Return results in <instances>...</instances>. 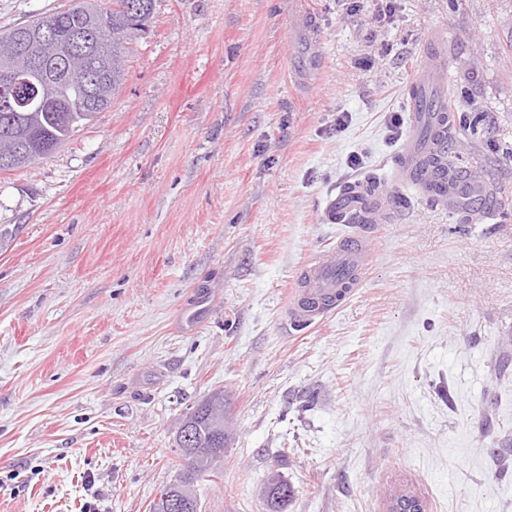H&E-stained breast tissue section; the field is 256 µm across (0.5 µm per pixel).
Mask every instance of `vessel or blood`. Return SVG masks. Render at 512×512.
Wrapping results in <instances>:
<instances>
[{"instance_id": "1", "label": "vessel or blood", "mask_w": 512, "mask_h": 512, "mask_svg": "<svg viewBox=\"0 0 512 512\" xmlns=\"http://www.w3.org/2000/svg\"><path fill=\"white\" fill-rule=\"evenodd\" d=\"M448 83V63L436 55L428 66L411 81L412 92L428 85ZM413 128L394 160L390 180L370 185L359 178L347 182L327 198L322 221L326 224L352 225L351 233L342 236L335 249L316 252L304 266L285 309L289 328L300 330L322 320L350 298L374 247V226L378 220L394 215L400 186L412 187L426 201L448 209H457L479 191L482 174L472 168L466 178L449 179L444 159L448 154V115L444 112H415ZM428 123L438 136L423 142L419 125Z\"/></svg>"}]
</instances>
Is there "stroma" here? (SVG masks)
Returning a JSON list of instances; mask_svg holds the SVG:
<instances>
[{
    "label": "stroma",
    "mask_w": 512,
    "mask_h": 512,
    "mask_svg": "<svg viewBox=\"0 0 512 512\" xmlns=\"http://www.w3.org/2000/svg\"><path fill=\"white\" fill-rule=\"evenodd\" d=\"M306 2L311 88L296 0H156L112 105L0 172V512H150L183 414L219 390L201 512H267L274 473L284 512H386L399 489L512 512V458L492 457L512 447V0ZM437 31L450 109L481 129L448 146L497 216L462 224L400 188L354 294L289 329L291 282L347 230L323 205L387 176ZM287 491V492H286ZM294 491L288 482L278 474H273L267 481L263 496L269 512H283L285 505L293 497Z\"/></svg>",
    "instance_id": "stroma-1"
}]
</instances>
